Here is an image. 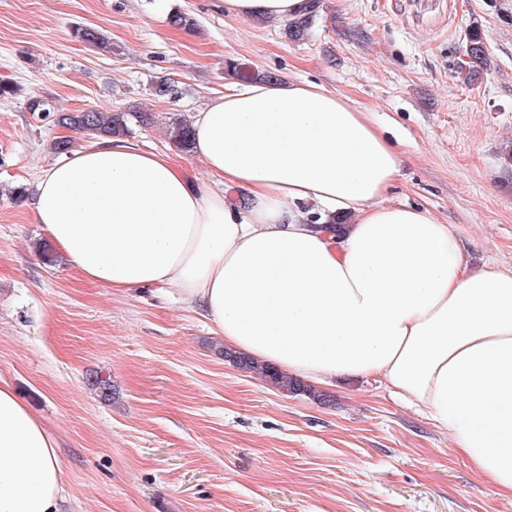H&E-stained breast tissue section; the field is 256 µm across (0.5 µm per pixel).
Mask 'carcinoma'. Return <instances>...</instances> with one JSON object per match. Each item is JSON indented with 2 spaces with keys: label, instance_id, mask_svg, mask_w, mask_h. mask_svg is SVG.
Instances as JSON below:
<instances>
[{
  "label": "carcinoma",
  "instance_id": "cac0c4a2",
  "mask_svg": "<svg viewBox=\"0 0 512 512\" xmlns=\"http://www.w3.org/2000/svg\"><path fill=\"white\" fill-rule=\"evenodd\" d=\"M320 0H310V10L300 18L287 24L288 38L298 41L308 34L317 16ZM74 36L89 43L98 50L112 52V42L102 33L90 28H77ZM489 55L485 42L484 29L477 21H472L467 32L464 59L459 63L456 73L466 84H471L480 74L488 71ZM57 125L79 132H93L100 137L126 136L131 133V125L149 126L154 123L150 112H141L134 107L121 111H100L89 108L75 112H59L54 118ZM170 137L175 147L182 152L192 150L193 136L189 120L180 116L171 123ZM224 359L244 371H257L263 380L277 391L288 394H304L317 402L325 400V395L316 392L300 381L290 378L271 368H263L252 360L232 352H224Z\"/></svg>",
  "mask_w": 512,
  "mask_h": 512
}]
</instances>
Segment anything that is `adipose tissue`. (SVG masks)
<instances>
[{"label":"adipose tissue","mask_w":512,"mask_h":512,"mask_svg":"<svg viewBox=\"0 0 512 512\" xmlns=\"http://www.w3.org/2000/svg\"><path fill=\"white\" fill-rule=\"evenodd\" d=\"M306 7L224 0L282 24ZM192 128L193 157L241 205L191 186L166 154L106 139L34 185L65 262L118 291L170 287L227 349L291 377L383 380L512 497V271L471 270L451 225L387 201L397 151L322 85L256 81L211 98ZM336 217L337 237L319 227ZM56 448L0 385V512H60Z\"/></svg>","instance_id":"obj_1"}]
</instances>
